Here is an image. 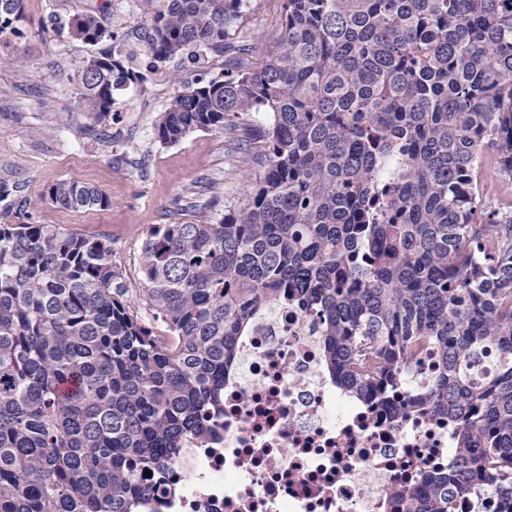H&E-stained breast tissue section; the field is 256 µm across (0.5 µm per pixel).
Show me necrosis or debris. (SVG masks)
Returning a JSON list of instances; mask_svg holds the SVG:
<instances>
[{
	"label": "necrosis or debris",
	"mask_w": 512,
	"mask_h": 512,
	"mask_svg": "<svg viewBox=\"0 0 512 512\" xmlns=\"http://www.w3.org/2000/svg\"><path fill=\"white\" fill-rule=\"evenodd\" d=\"M187 437L146 512H398L389 488L452 468L447 417L400 415L343 389L318 322L280 300L259 309L224 374V406Z\"/></svg>",
	"instance_id": "1"
}]
</instances>
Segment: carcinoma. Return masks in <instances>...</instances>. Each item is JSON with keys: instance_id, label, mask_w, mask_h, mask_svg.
<instances>
[{"instance_id": "obj_1", "label": "carcinoma", "mask_w": 512, "mask_h": 512, "mask_svg": "<svg viewBox=\"0 0 512 512\" xmlns=\"http://www.w3.org/2000/svg\"><path fill=\"white\" fill-rule=\"evenodd\" d=\"M146 68L226 58L154 126L237 140L264 112V176L219 220L155 228L129 294L112 241L62 224H0V512H139L204 412L257 310L289 294L320 322L326 367L358 397L448 417L456 465L397 493L403 512L457 501L512 512V202L475 216L486 150L512 175V0H283L282 34L251 66L230 38L247 0H139ZM22 0H0V36ZM109 44L77 72L76 111L102 122L146 81L98 9L73 15ZM50 199L110 206L60 180ZM496 355L488 376L480 368ZM436 372L393 385L427 354ZM72 388H64L65 384Z\"/></svg>"}]
</instances>
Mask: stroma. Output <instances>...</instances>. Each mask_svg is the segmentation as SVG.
<instances>
[{"label": "stroma", "instance_id": "35a3bbf8", "mask_svg": "<svg viewBox=\"0 0 512 512\" xmlns=\"http://www.w3.org/2000/svg\"><path fill=\"white\" fill-rule=\"evenodd\" d=\"M94 0H23L18 35L0 37V224H63L112 242L127 287L140 285L139 253L150 230L209 213L222 217L262 174L224 133L196 131L179 143L155 140L153 125L171 99L198 78L224 73V60L202 55L160 64L145 83L116 97L97 123L75 109L76 73L93 46L67 29H46L49 16L69 19ZM283 0H249L233 32L259 65L281 33ZM108 17L125 44L144 50L147 29L136 0H109ZM60 180L104 190L107 209L72 211L52 202Z\"/></svg>", "mask_w": 512, "mask_h": 512}]
</instances>
